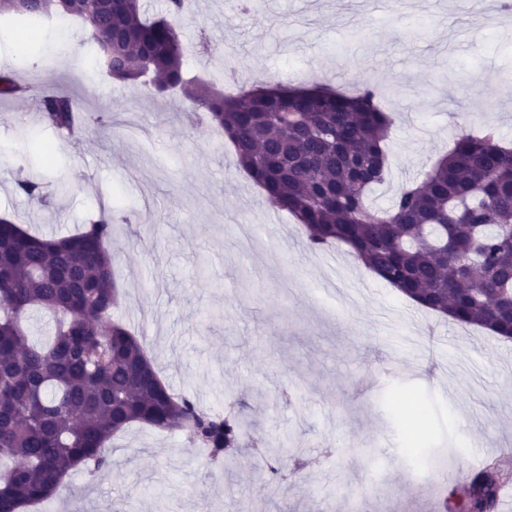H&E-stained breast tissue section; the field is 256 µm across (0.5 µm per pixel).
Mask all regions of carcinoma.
Masks as SVG:
<instances>
[{"label": "carcinoma", "instance_id": "cac0c4a2", "mask_svg": "<svg viewBox=\"0 0 512 512\" xmlns=\"http://www.w3.org/2000/svg\"><path fill=\"white\" fill-rule=\"evenodd\" d=\"M187 0H168L167 15L144 18L143 0L93 3L0 0V17L34 24L78 20L79 46L121 83L153 98L190 89V125L211 124L234 143L239 167L275 207L293 214L312 249L336 243L386 283L423 307L512 338V149L493 128L461 134L420 180L399 190L387 208L370 194L388 172L392 118L369 84L350 93L280 83L226 97L185 78L184 49L171 17ZM28 87L0 74V100ZM42 119L61 134L78 129L83 102L55 88L39 90ZM18 188L32 202L43 186ZM112 213L104 208L76 235L29 233L0 217V512H18L52 497L79 462L94 475L106 465L112 437L133 423L178 428L224 466L236 463L251 422L204 412L174 396L143 366V347L112 321ZM46 311V342L29 338L28 315ZM512 475L494 466L470 476L458 512H495Z\"/></svg>", "mask_w": 512, "mask_h": 512}]
</instances>
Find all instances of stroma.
<instances>
[{"label": "stroma", "mask_w": 512, "mask_h": 512, "mask_svg": "<svg viewBox=\"0 0 512 512\" xmlns=\"http://www.w3.org/2000/svg\"><path fill=\"white\" fill-rule=\"evenodd\" d=\"M503 15L470 0H189L176 30L188 76L226 88L377 86L394 119L388 174L371 194L387 207L461 133L492 122L512 146V35ZM80 26L51 32L37 86L79 96L102 123L66 140L18 102L0 101V214L43 234H70L100 204L122 300L114 320L134 332L175 395L253 422L233 468L179 431L134 424L110 442L109 471L72 472L58 512H434L448 470L472 457L512 466V339L417 307L361 265L306 246L301 224L272 207L234 163L227 137L187 129L183 92L164 99L87 68ZM217 51L203 65L192 47ZM43 183L31 207L18 175ZM334 280L335 290L322 285ZM418 398L425 420L393 414ZM419 429V467L403 446ZM286 478L267 476L261 449ZM302 468H295V460Z\"/></svg>", "instance_id": "obj_1"}]
</instances>
